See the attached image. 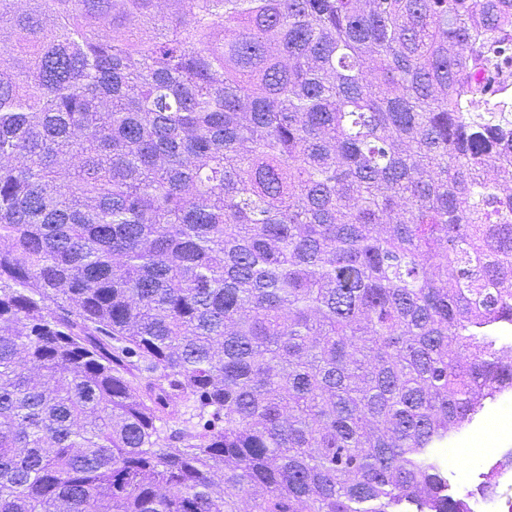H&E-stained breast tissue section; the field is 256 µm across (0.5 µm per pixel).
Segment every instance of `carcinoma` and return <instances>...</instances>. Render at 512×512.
I'll use <instances>...</instances> for the list:
<instances>
[{
	"mask_svg": "<svg viewBox=\"0 0 512 512\" xmlns=\"http://www.w3.org/2000/svg\"><path fill=\"white\" fill-rule=\"evenodd\" d=\"M511 64L512 0H0V512H468ZM498 92L494 96H480L476 95L470 104V114L474 118L490 119L494 116L496 119L506 118L512 121V108H502L495 106L498 101Z\"/></svg>",
	"mask_w": 512,
	"mask_h": 512,
	"instance_id": "obj_1",
	"label": "carcinoma"
}]
</instances>
